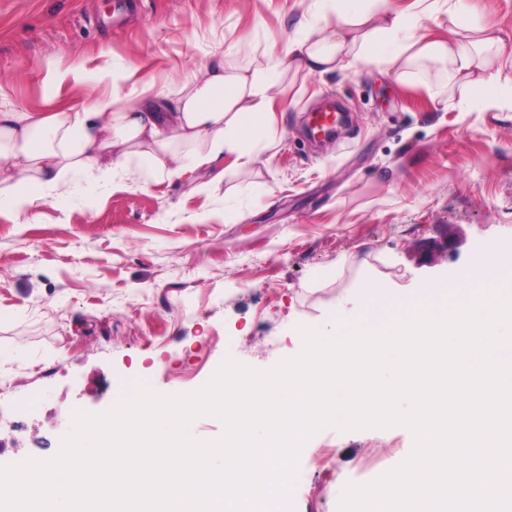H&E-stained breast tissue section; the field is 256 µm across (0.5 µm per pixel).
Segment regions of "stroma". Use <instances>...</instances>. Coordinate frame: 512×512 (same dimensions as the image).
<instances>
[{
	"label": "stroma",
	"mask_w": 512,
	"mask_h": 512,
	"mask_svg": "<svg viewBox=\"0 0 512 512\" xmlns=\"http://www.w3.org/2000/svg\"><path fill=\"white\" fill-rule=\"evenodd\" d=\"M459 22L501 37L512 78V0H460ZM314 0H0V110L50 111L141 84L176 93L218 63L283 56ZM79 68L80 84L49 70ZM104 69L129 74L119 88ZM437 73L403 83L350 62L287 70L257 163L213 161L203 183L138 159L106 185L76 176L37 223L0 207V464L54 456L70 414L110 408L133 381L182 393L226 357L267 369L297 324L354 319L374 288L459 283L477 245H512V112L478 95L434 102ZM342 99L352 123L316 146L305 117ZM402 427L326 428L303 447L296 512H337L346 483L401 463Z\"/></svg>",
	"instance_id": "1"
}]
</instances>
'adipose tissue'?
<instances>
[{"instance_id": "ef3b65f1", "label": "adipose tissue", "mask_w": 512, "mask_h": 512, "mask_svg": "<svg viewBox=\"0 0 512 512\" xmlns=\"http://www.w3.org/2000/svg\"><path fill=\"white\" fill-rule=\"evenodd\" d=\"M316 2L314 20L289 42L284 57L209 69L179 90L175 104L145 84L132 97H90L52 112H0V203H8L21 223H34L49 199L67 192L75 172H97L108 184L132 157L169 177L201 176L226 152L237 164L251 165L274 129L278 75L287 65L324 74L353 59L384 67L401 81L431 68L442 77L432 99L480 88L483 109H512V100L497 92L499 39L493 32L476 26L445 41L418 36L438 0H427L415 15L387 11L383 0Z\"/></svg>"}]
</instances>
